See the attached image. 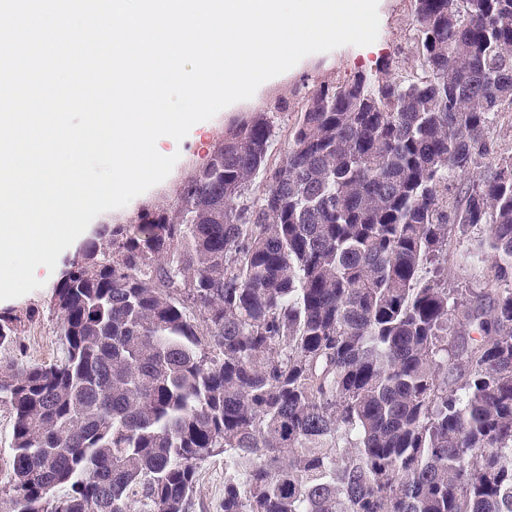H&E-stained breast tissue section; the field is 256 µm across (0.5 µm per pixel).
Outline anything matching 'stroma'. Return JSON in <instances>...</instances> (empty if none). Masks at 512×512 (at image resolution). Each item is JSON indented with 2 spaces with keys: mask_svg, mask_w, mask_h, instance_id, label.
Returning <instances> with one entry per match:
<instances>
[{
  "mask_svg": "<svg viewBox=\"0 0 512 512\" xmlns=\"http://www.w3.org/2000/svg\"><path fill=\"white\" fill-rule=\"evenodd\" d=\"M380 26L374 50L361 54L358 47L345 45L333 53H315L298 70L288 73L251 99L238 102L228 110L219 111L211 120L209 139L184 143L179 159L166 179L147 194L131 200L126 206L97 216L93 228L105 224H124L143 209L170 205L177 199L182 182L196 169L204 166L225 128L255 112L267 113L273 123V140L269 150L270 164H277L287 153L292 130L308 97L321 83L341 84L357 74L388 71L389 75L413 79L422 70L413 55L416 21L413 0H385L379 13ZM485 231L484 226L469 228L456 234L448 245V284L455 288H482L490 275L488 264L472 265L463 258ZM51 282L14 303V311L31 312L32 318L23 323L19 336L9 350L0 349V374L7 365L22 368L47 363L60 354L57 319L50 308ZM224 499V458L217 455L200 463L197 470V505L193 512H221Z\"/></svg>",
  "mask_w": 512,
  "mask_h": 512,
  "instance_id": "35a3bbf8",
  "label": "stroma"
}]
</instances>
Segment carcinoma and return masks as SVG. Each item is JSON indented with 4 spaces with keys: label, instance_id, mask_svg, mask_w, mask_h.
<instances>
[{
    "label": "carcinoma",
    "instance_id": "carcinoma-1",
    "mask_svg": "<svg viewBox=\"0 0 512 512\" xmlns=\"http://www.w3.org/2000/svg\"><path fill=\"white\" fill-rule=\"evenodd\" d=\"M415 17L423 77L320 86L271 169L241 120L69 261L61 357L0 378L9 512H191L221 452L223 512H512V0ZM478 224L509 287L465 303L443 264ZM12 413L4 405H0V496L6 498L5 492L10 487L12 479Z\"/></svg>",
    "mask_w": 512,
    "mask_h": 512
}]
</instances>
